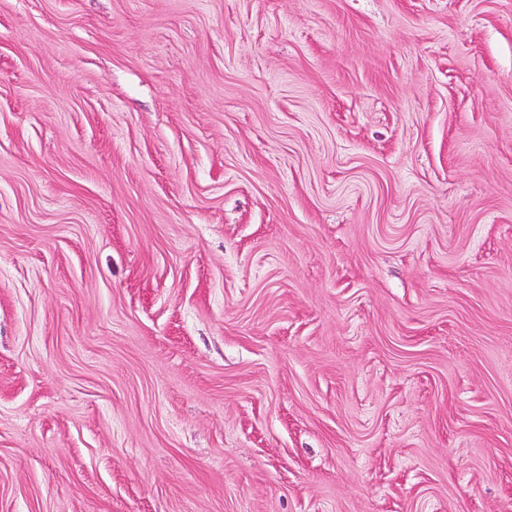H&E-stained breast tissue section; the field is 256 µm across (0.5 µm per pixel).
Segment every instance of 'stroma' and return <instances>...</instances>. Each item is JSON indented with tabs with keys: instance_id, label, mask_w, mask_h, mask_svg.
<instances>
[{
	"instance_id": "obj_1",
	"label": "stroma",
	"mask_w": 512,
	"mask_h": 512,
	"mask_svg": "<svg viewBox=\"0 0 512 512\" xmlns=\"http://www.w3.org/2000/svg\"><path fill=\"white\" fill-rule=\"evenodd\" d=\"M0 512H512V0H0Z\"/></svg>"
}]
</instances>
